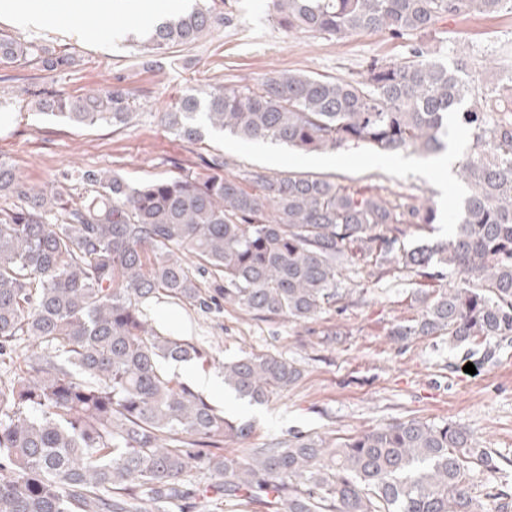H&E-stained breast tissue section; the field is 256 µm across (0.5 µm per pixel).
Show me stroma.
<instances>
[{
    "label": "stroma",
    "instance_id": "obj_1",
    "mask_svg": "<svg viewBox=\"0 0 512 512\" xmlns=\"http://www.w3.org/2000/svg\"><path fill=\"white\" fill-rule=\"evenodd\" d=\"M57 12V21L40 28L1 14L0 34L41 42L74 57L64 74L39 65L0 68V160L31 184L54 181L76 163L110 169L131 179L169 175L172 162L193 168L213 153L224 154L230 172L308 171L335 176L344 184L384 186L432 198L446 223L434 233H414L424 242L445 238L449 219L459 213L465 185L449 176L435 158L412 153L385 154L359 147L306 153L270 143L205 135L187 143L160 123L158 114L180 95L212 85L255 82L280 72L346 77L367 60L402 57L405 43L386 34L351 36L340 41L312 33H288L272 19L268 0H224L223 27L190 46L167 50L161 66L145 65L137 36L141 18L119 9L90 16L88 0H32ZM431 47L442 60L462 55L483 60L512 52V14L461 15L440 21ZM147 97L132 123L74 126L39 114V89L50 87L69 98L106 88L114 77ZM197 278L209 306L167 297L144 305L158 327L203 346L207 362L170 363L180 380L209 378L207 399L226 418L251 422L250 446L265 447L297 432L326 438L355 435L412 418L445 421L468 429L479 447L512 460V337L455 345L444 336L400 340L392 327L417 317L420 308L404 277L376 284L367 302L350 295L315 319L293 322L252 316L211 298V276ZM248 354L280 355L297 362L303 374L288 391L264 404L239 398L225 387L224 363ZM473 364L475 374L465 373Z\"/></svg>",
    "mask_w": 512,
    "mask_h": 512
}]
</instances>
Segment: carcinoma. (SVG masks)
Returning <instances> with one entry per match:
<instances>
[{"label": "carcinoma", "mask_w": 512, "mask_h": 512, "mask_svg": "<svg viewBox=\"0 0 512 512\" xmlns=\"http://www.w3.org/2000/svg\"><path fill=\"white\" fill-rule=\"evenodd\" d=\"M287 32L328 39L385 33L407 55L373 59L348 77L279 73L252 84L185 94L160 113L192 144L202 128L303 152L364 146L440 154L448 123L469 128L472 150L457 173L468 195L452 231L411 244L409 230L442 221L429 198L342 184L311 172L235 176L218 153L203 171L130 180L102 169H66L31 185L0 161V357L25 340L41 348L0 378V512H202L256 505L261 512H509L512 494L480 475L499 457L465 427L408 419L329 441L294 434L247 447L248 421L227 420L169 362L203 360L193 343L153 326L142 304L163 291L197 301L185 258L203 262L213 291L262 318L311 320L336 306L354 269L431 283L413 293L418 318L391 335L454 343L512 336V73L487 85L432 57L436 25L463 14L512 12V0H269ZM224 25L198 4L156 23L145 40L160 53ZM73 64L0 35V67ZM468 98L475 99L464 106ZM143 95L117 78L78 99L42 92L43 114L76 125L125 127ZM77 192L66 204L64 193ZM458 282L448 285V277ZM300 367L251 354L224 364V384L264 404ZM237 445L242 455H226Z\"/></svg>", "instance_id": "1"}]
</instances>
